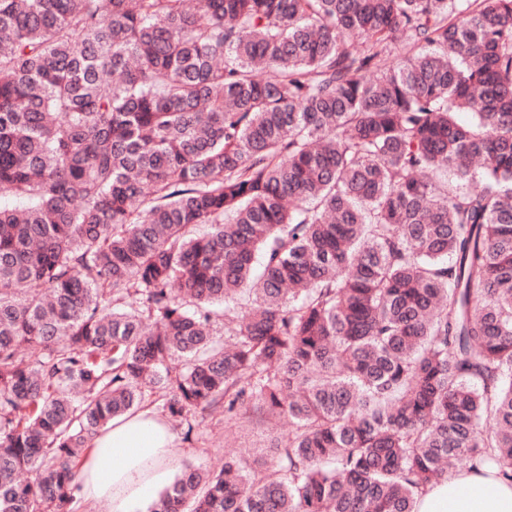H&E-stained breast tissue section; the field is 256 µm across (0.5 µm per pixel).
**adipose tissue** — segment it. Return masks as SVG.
<instances>
[{
	"label": "adipose tissue",
	"mask_w": 512,
	"mask_h": 512,
	"mask_svg": "<svg viewBox=\"0 0 512 512\" xmlns=\"http://www.w3.org/2000/svg\"><path fill=\"white\" fill-rule=\"evenodd\" d=\"M168 422L150 410L112 419L95 435L80 470L82 493L101 512H146L171 473ZM417 512H512V484L464 471L419 495Z\"/></svg>",
	"instance_id": "adipose-tissue-1"
}]
</instances>
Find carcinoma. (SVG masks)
Wrapping results in <instances>:
<instances>
[{
    "label": "carcinoma",
    "instance_id": "obj_1",
    "mask_svg": "<svg viewBox=\"0 0 512 512\" xmlns=\"http://www.w3.org/2000/svg\"><path fill=\"white\" fill-rule=\"evenodd\" d=\"M0 193V512L153 406L291 430L150 512L512 481V0H0Z\"/></svg>",
    "mask_w": 512,
    "mask_h": 512
}]
</instances>
